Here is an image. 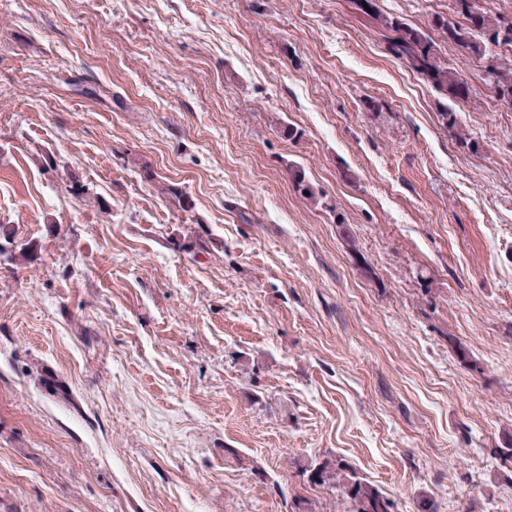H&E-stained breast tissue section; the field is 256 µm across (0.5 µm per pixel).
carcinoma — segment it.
<instances>
[{"instance_id": "carcinoma-1", "label": "carcinoma", "mask_w": 512, "mask_h": 512, "mask_svg": "<svg viewBox=\"0 0 512 512\" xmlns=\"http://www.w3.org/2000/svg\"><path fill=\"white\" fill-rule=\"evenodd\" d=\"M478 0H453V11L466 15L467 23L452 24L441 18L436 30L441 37L478 58H489L485 81L512 102V62L494 54L492 49L508 41L512 49V19L501 13L481 9ZM375 25L387 33L393 53L437 92L455 103L468 101L470 85L448 62L442 59L435 42L425 32L393 17L372 10ZM288 174L295 190L309 203L320 204V195L303 168L291 164ZM312 487L336 491V512H396V503L375 484L360 476L342 460L329 457L315 460L302 469Z\"/></svg>"}]
</instances>
